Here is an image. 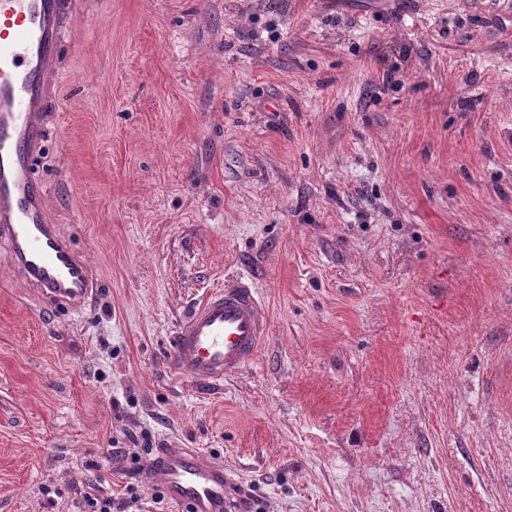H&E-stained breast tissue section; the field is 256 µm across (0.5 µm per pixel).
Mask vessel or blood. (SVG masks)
Here are the masks:
<instances>
[{
	"label": "vessel or blood",
	"mask_w": 512,
	"mask_h": 512,
	"mask_svg": "<svg viewBox=\"0 0 512 512\" xmlns=\"http://www.w3.org/2000/svg\"><path fill=\"white\" fill-rule=\"evenodd\" d=\"M71 0H0V242L43 304L81 312L98 291L89 263L52 224L46 189L34 175L46 109L60 81L59 47ZM269 312L246 278L208 293L178 324L165 364L205 385L251 364ZM143 479L178 512H230L233 478L195 448H166Z\"/></svg>",
	"instance_id": "1"
}]
</instances>
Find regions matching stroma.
<instances>
[{"mask_svg": "<svg viewBox=\"0 0 512 512\" xmlns=\"http://www.w3.org/2000/svg\"><path fill=\"white\" fill-rule=\"evenodd\" d=\"M72 15L35 174L100 292L47 308L0 248V512L121 497L172 445L267 512H512V0ZM242 276L254 363L168 371Z\"/></svg>", "mask_w": 512, "mask_h": 512, "instance_id": "1", "label": "stroma"}]
</instances>
